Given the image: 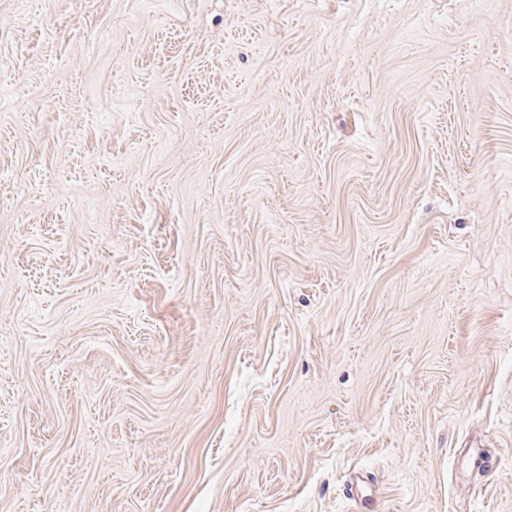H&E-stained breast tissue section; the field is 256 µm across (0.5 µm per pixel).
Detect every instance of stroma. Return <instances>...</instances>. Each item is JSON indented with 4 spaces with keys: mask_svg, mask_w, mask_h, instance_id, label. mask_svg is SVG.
Listing matches in <instances>:
<instances>
[{
    "mask_svg": "<svg viewBox=\"0 0 512 512\" xmlns=\"http://www.w3.org/2000/svg\"><path fill=\"white\" fill-rule=\"evenodd\" d=\"M512 512V0H0V512Z\"/></svg>",
    "mask_w": 512,
    "mask_h": 512,
    "instance_id": "obj_1",
    "label": "stroma"
}]
</instances>
